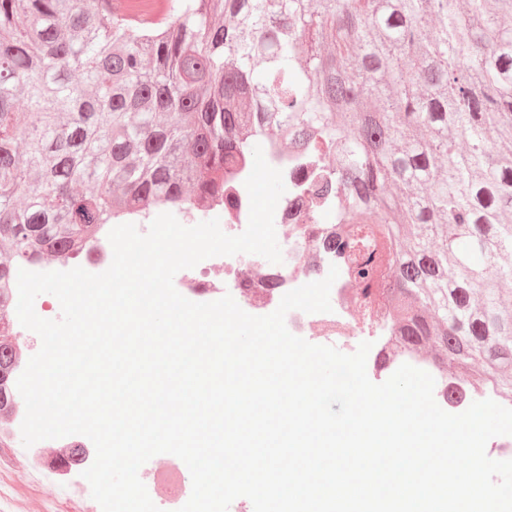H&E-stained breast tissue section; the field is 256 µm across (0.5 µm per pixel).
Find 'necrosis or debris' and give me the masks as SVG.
<instances>
[{
	"mask_svg": "<svg viewBox=\"0 0 512 512\" xmlns=\"http://www.w3.org/2000/svg\"><path fill=\"white\" fill-rule=\"evenodd\" d=\"M306 162L305 154L291 152L276 163L284 175L285 192L277 204L274 225L287 245V259L277 268L278 285L265 288L268 265L261 256L237 254L215 256L186 270L184 293L207 300L229 294L243 308L261 312L274 306L287 292L324 279L330 268L335 267L339 276L330 291L331 312L308 314L300 310L290 311L285 319L288 330L299 337L316 335L325 339L331 332L354 323L363 337L374 340L378 347L388 346L392 336L387 325L385 301L376 296H364L354 278L357 249L338 255L318 243L319 237L337 232L346 234L350 227L336 224L331 218L320 226H313L312 211L305 199L308 181ZM112 256L108 234L103 231L80 253L49 263H34L30 269L34 272L67 271L79 266L97 273L111 264ZM70 450V444L56 440H43L31 446L33 466L30 481L37 487L47 477L64 480L69 488V500L87 499L83 512H101L100 505L91 501L90 491L77 479L75 471L63 465L62 460Z\"/></svg>",
	"mask_w": 512,
	"mask_h": 512,
	"instance_id": "4bbe7bcc",
	"label": "necrosis or debris"
}]
</instances>
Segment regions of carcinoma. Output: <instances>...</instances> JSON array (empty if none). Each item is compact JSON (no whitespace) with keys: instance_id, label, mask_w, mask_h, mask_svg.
<instances>
[{"instance_id":"cac0c4a2","label":"carcinoma","mask_w":512,"mask_h":512,"mask_svg":"<svg viewBox=\"0 0 512 512\" xmlns=\"http://www.w3.org/2000/svg\"><path fill=\"white\" fill-rule=\"evenodd\" d=\"M434 24L428 25L426 18ZM512 0H0V285L121 214L238 207L252 146L389 247L396 347L512 400ZM309 68L296 65L299 57ZM399 194L386 197L388 186ZM0 343V412L17 401Z\"/></svg>"}]
</instances>
